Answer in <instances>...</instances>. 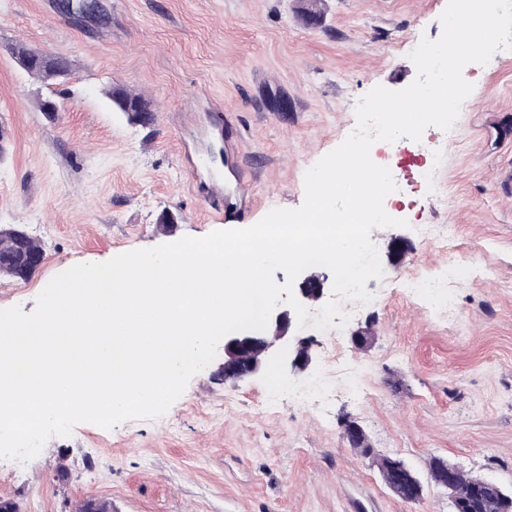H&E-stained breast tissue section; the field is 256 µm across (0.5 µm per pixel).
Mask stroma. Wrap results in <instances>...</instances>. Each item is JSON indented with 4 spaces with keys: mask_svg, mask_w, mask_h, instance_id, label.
<instances>
[{
    "mask_svg": "<svg viewBox=\"0 0 512 512\" xmlns=\"http://www.w3.org/2000/svg\"><path fill=\"white\" fill-rule=\"evenodd\" d=\"M100 5L86 19L58 0H0V225L44 250L29 280L0 276V309L31 312L70 265L298 208L306 171L355 129L358 99L415 79L409 54L440 37L447 0ZM19 47L67 58L70 79L32 78ZM464 73L474 90L457 138L430 127L401 141L406 157L371 149L400 179L389 209L408 225L372 230L384 275L342 329L367 396L322 395L323 332L305 327L315 341L305 401L279 370L226 383L219 355L160 418L82 423L24 465L0 460V499L18 512H76L89 498L112 512H451L430 481L417 501L394 496L344 443L348 416L420 476L441 457L512 492V196L500 182L512 163V50ZM113 87L150 98L152 123L113 111ZM47 99L64 106L62 121L41 112ZM431 160L442 190L428 197L412 183ZM169 214L176 222L162 228ZM421 224L448 225L456 249L423 239ZM450 264L466 274L448 318L401 283ZM365 326L374 339L362 350L351 336Z\"/></svg>",
    "mask_w": 512,
    "mask_h": 512,
    "instance_id": "stroma-1",
    "label": "stroma"
}]
</instances>
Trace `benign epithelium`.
<instances>
[{
  "mask_svg": "<svg viewBox=\"0 0 512 512\" xmlns=\"http://www.w3.org/2000/svg\"><path fill=\"white\" fill-rule=\"evenodd\" d=\"M61 7L83 17H95L99 13V0H61ZM302 276L301 303L321 301L325 294V276L315 267L303 271ZM291 323V311L279 304L273 310L266 330L225 336L224 381L236 383L271 367L295 376L305 373L313 361L312 342L307 337L290 334ZM343 437L351 448L369 445L365 431L354 421L345 425ZM388 489L400 499L411 502L423 495L424 486L413 476L395 471Z\"/></svg>",
  "mask_w": 512,
  "mask_h": 512,
  "instance_id": "obj_1",
  "label": "benign epithelium"
}]
</instances>
